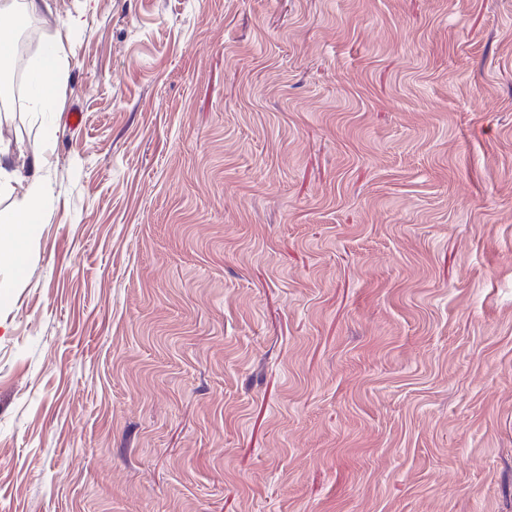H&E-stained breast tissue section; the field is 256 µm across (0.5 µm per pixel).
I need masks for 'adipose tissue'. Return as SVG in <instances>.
I'll list each match as a JSON object with an SVG mask.
<instances>
[{
    "label": "adipose tissue",
    "instance_id": "ef3b65f1",
    "mask_svg": "<svg viewBox=\"0 0 512 512\" xmlns=\"http://www.w3.org/2000/svg\"><path fill=\"white\" fill-rule=\"evenodd\" d=\"M46 0H24L22 10H15L11 0H0V57L11 55L10 38L23 26L27 17L41 14ZM67 61L60 51L42 55L30 64L35 81L30 88V109L44 111L57 95L58 76ZM42 156L39 150L16 160L10 142L0 138V198L12 195L16 185H24L25 192L15 208L8 214H0V241L8 248L0 252V264H9L10 270L0 277V288L11 287L19 279L20 268L25 262V248L41 223L46 186L41 177Z\"/></svg>",
    "mask_w": 512,
    "mask_h": 512
}]
</instances>
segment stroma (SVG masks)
<instances>
[{
  "label": "stroma",
  "instance_id": "35a3bbf8",
  "mask_svg": "<svg viewBox=\"0 0 512 512\" xmlns=\"http://www.w3.org/2000/svg\"><path fill=\"white\" fill-rule=\"evenodd\" d=\"M49 3L0 512H512V0ZM60 39H55V47L51 53L42 55L29 64L35 81L30 88V109L32 112H44L48 103L57 95V82L67 61L59 51Z\"/></svg>",
  "mask_w": 512,
  "mask_h": 512
}]
</instances>
